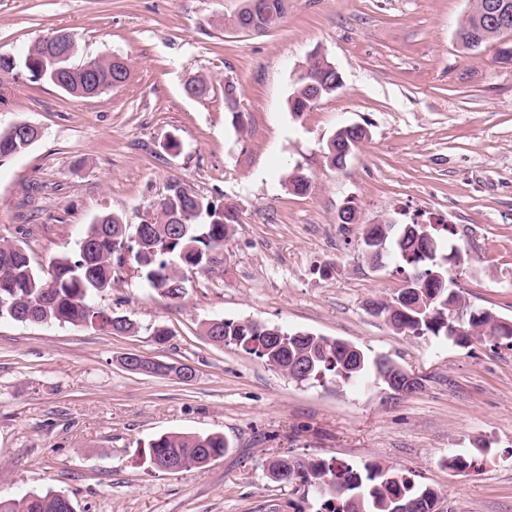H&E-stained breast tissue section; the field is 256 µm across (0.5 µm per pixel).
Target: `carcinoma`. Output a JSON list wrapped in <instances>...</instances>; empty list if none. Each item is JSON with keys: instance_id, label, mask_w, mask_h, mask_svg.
Here are the masks:
<instances>
[{"instance_id": "obj_1", "label": "carcinoma", "mask_w": 512, "mask_h": 512, "mask_svg": "<svg viewBox=\"0 0 512 512\" xmlns=\"http://www.w3.org/2000/svg\"><path fill=\"white\" fill-rule=\"evenodd\" d=\"M270 10L261 18L265 31L276 28L285 14L286 0H269ZM490 0H472L471 10L457 30L464 51L476 54L493 39L512 36L507 30L478 34L476 17ZM71 55L60 57L34 44L19 66L0 80L27 72L36 81L63 83L67 93L87 97L94 85L86 73L72 62ZM83 64L98 71L101 83L109 78L128 80V63L109 64L106 57L87 58ZM306 76L295 82L290 109L299 114L317 105L341 88L336 68L326 57L310 56ZM37 140L35 133L23 137L12 128H0V143H8L13 154L24 153ZM363 137L354 129L340 132L327 143L331 166L345 167L347 150ZM237 223L236 207L220 204L195 193L179 180L170 182L168 193L146 222L129 232L130 225L115 216H101L72 257L52 259L45 269L35 268L23 247L0 237V319L21 323L72 325L106 324L114 334L135 332L124 316L98 311L91 298L111 288L115 268L122 265L121 251L127 250L137 265L139 278L160 297L176 301L186 293L184 268L205 272L224 270V244ZM424 237L419 224H375L369 229L374 245L393 248L401 265L396 272L408 277L422 274L423 284L402 287L384 301L370 305L373 315L383 318L394 331L416 339L444 336L459 347L475 342L504 341L512 344V321L488 308H473L459 289L448 286V267L465 260L458 245L448 246L457 232L449 224H431ZM204 336L221 344L233 343L256 355L297 383L332 381L345 386L369 379L392 394L408 387L403 367L387 356L371 358L346 341L290 331L278 325L254 321L222 319L205 323ZM151 461L178 465L182 469L207 465L206 459L221 457L227 448L224 435L168 433L150 445ZM269 469L279 482L297 486L315 497L326 495L322 512H436L438 494L416 484L395 468L369 464L358 471L348 464L336 467L321 459L281 457ZM69 498L48 490L14 497L0 494V512H71Z\"/></svg>"}]
</instances>
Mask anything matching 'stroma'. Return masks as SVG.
<instances>
[{
    "mask_svg": "<svg viewBox=\"0 0 512 512\" xmlns=\"http://www.w3.org/2000/svg\"><path fill=\"white\" fill-rule=\"evenodd\" d=\"M241 4L0 0V53L23 56L65 30L76 60L117 55L132 72L89 98L24 72L0 81V127L42 130L0 161V236L44 266L76 253L101 215L142 223L174 180L238 210L223 274L188 271L184 298L159 297L131 264L93 297L136 333L0 320V492L50 489L75 512H318L313 496L271 479L269 460L290 456L403 470L438 492L436 512H512V347L395 333L369 303L401 287L396 259L373 267L359 246L385 219L454 225L469 254L450 271L456 287L512 320V65L496 41L462 51L469 0H288L261 35L230 26ZM315 51L343 86L297 114L295 73ZM193 77L206 96L186 94ZM351 124L369 136L339 170L327 143ZM297 174L306 193L293 190ZM347 206L359 221L343 226ZM212 319L339 338L389 356L423 388L393 400L368 381L298 383L210 342ZM130 353L196 376L129 371ZM171 432H219L227 447L206 467L160 471L148 445ZM481 443L483 461L448 467Z\"/></svg>",
    "mask_w": 512,
    "mask_h": 512,
    "instance_id": "1",
    "label": "stroma"
}]
</instances>
